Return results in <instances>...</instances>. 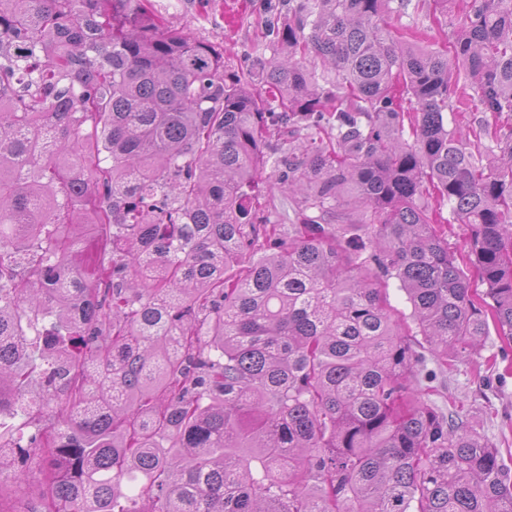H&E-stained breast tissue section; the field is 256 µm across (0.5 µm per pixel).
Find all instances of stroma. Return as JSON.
Here are the masks:
<instances>
[{"instance_id": "35a3bbf8", "label": "stroma", "mask_w": 512, "mask_h": 512, "mask_svg": "<svg viewBox=\"0 0 512 512\" xmlns=\"http://www.w3.org/2000/svg\"><path fill=\"white\" fill-rule=\"evenodd\" d=\"M157 14L224 54L226 76L251 70L258 57L272 58L274 48L258 40L262 0H151ZM433 0H410L404 12L391 13L387 27L392 34L408 27L421 30V46L438 48L446 42L447 29L438 21ZM429 204L449 246L466 272L474 292L485 289L469 260L471 231L454 223L447 202L429 197ZM435 404L467 419L503 457L512 456V341L490 332L462 361L437 370L433 381Z\"/></svg>"}]
</instances>
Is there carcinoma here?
Instances as JSON below:
<instances>
[{"instance_id":"obj_1","label":"carcinoma","mask_w":512,"mask_h":512,"mask_svg":"<svg viewBox=\"0 0 512 512\" xmlns=\"http://www.w3.org/2000/svg\"><path fill=\"white\" fill-rule=\"evenodd\" d=\"M128 2L0 0V487L18 456L31 512H512L500 451L412 387L490 318L512 340V125L447 117L512 115V0H434L445 51L391 36L408 0H298L230 79ZM269 164L287 234L254 205ZM495 121H497V118L492 112H477L475 107L472 112H464L463 114L448 113V127L457 128V131L464 137L469 135L471 140H473L472 129L478 130L479 123L493 124ZM428 202L433 207L436 222L440 224L439 227L448 240L449 246L455 252L460 266L468 275L470 288L474 292L482 294L486 286L481 282L473 264L469 261L471 250V231L469 227L467 224H457L452 221L450 206L446 200L440 201L435 197V194H432L428 198Z\"/></svg>"}]
</instances>
